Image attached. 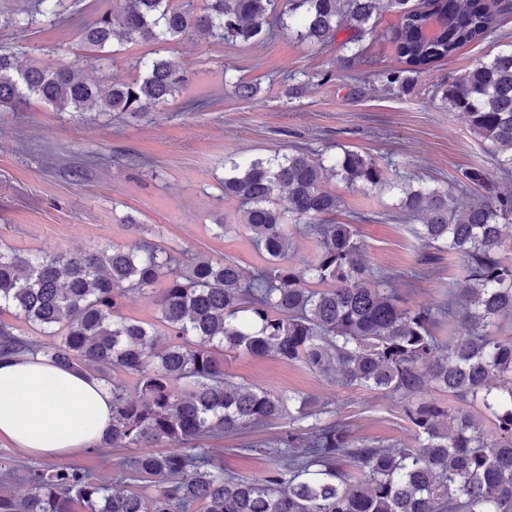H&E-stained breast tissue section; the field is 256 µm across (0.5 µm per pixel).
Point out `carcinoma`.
I'll list each match as a JSON object with an SVG mask.
<instances>
[{
  "instance_id": "carcinoma-1",
  "label": "carcinoma",
  "mask_w": 512,
  "mask_h": 512,
  "mask_svg": "<svg viewBox=\"0 0 512 512\" xmlns=\"http://www.w3.org/2000/svg\"><path fill=\"white\" fill-rule=\"evenodd\" d=\"M124 2L119 13L96 14L81 37L99 50L116 38L154 45L135 61L133 79L103 87L79 76L78 56L53 69H20L0 49V112L33 97L60 112H145L187 86V74L166 53L196 33L248 44L272 25L322 48L346 29L352 34L341 47L354 59L386 10L398 16L389 35L397 65L381 77L385 88L404 89L485 40L498 14L512 10L500 0H204L199 8L195 0ZM58 4L36 0L26 24L56 15ZM442 102L494 149L500 172L512 175V49L466 71ZM395 175L349 148L327 159L299 149L231 163L224 198L237 199L240 223L266 255L248 279L233 260L196 255L180 264L146 240L135 250L94 246L35 257L0 249V358L40 354L89 374L112 393V430L102 445L165 448L129 461L112 487L63 463L28 467V492L1 490L0 512H512V340L492 332L512 313V264L499 256L512 243V192L490 189L460 206L440 187L403 190L400 210L421 221L415 234L422 245L463 256L466 273L448 306L411 309L399 305L393 276L366 263L353 226L326 223L341 207L327 177L382 188ZM290 224L316 237L317 253L301 269L288 264ZM154 290L156 322L121 314L127 296ZM455 309L457 333L442 342L430 327ZM5 314L55 342L16 332ZM227 352L299 361L336 373L347 387L400 394L418 444L392 451L355 441L342 420L320 422L319 402L300 397L296 419H315L308 432L279 441L265 476L227 474L195 441L271 424L283 412V398L224 378ZM109 369L135 379L139 395L131 397ZM494 377L509 387L493 391ZM428 379L490 415L491 434L472 414L453 415L418 397ZM342 456L364 480H348Z\"/></svg>"
}]
</instances>
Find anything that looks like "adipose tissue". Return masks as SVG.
I'll use <instances>...</instances> for the list:
<instances>
[{
	"instance_id": "adipose-tissue-1",
	"label": "adipose tissue",
	"mask_w": 512,
	"mask_h": 512,
	"mask_svg": "<svg viewBox=\"0 0 512 512\" xmlns=\"http://www.w3.org/2000/svg\"><path fill=\"white\" fill-rule=\"evenodd\" d=\"M112 426L98 380L39 356L0 360V439L44 459L90 448Z\"/></svg>"
}]
</instances>
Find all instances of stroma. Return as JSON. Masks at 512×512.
I'll return each mask as SVG.
<instances>
[{
    "mask_svg": "<svg viewBox=\"0 0 512 512\" xmlns=\"http://www.w3.org/2000/svg\"><path fill=\"white\" fill-rule=\"evenodd\" d=\"M33 7L34 0H0V47L13 52L19 66L53 68L80 56L89 78L127 80L135 74L133 62L151 50L144 42L112 43L114 64L103 74L80 31L97 11L119 9L118 0H62L56 20L29 26L25 18ZM396 21L393 12H383L355 62L339 44L317 49L279 31L247 45L183 40L168 58L190 81L150 112H59L35 99L23 111L0 112V247L27 255L147 240L177 257L188 250L234 260L251 276L264 258L239 222L238 203L224 196V161L297 148L324 155L344 146L358 149L380 164L394 163L411 183L449 187L463 203L478 191L469 180L473 173L512 190V178H503L486 144L441 105L448 84L512 44V12L501 15L495 33L420 75L404 92L385 90L378 79L395 62L385 34ZM228 72L256 86L252 100L225 85ZM293 72L308 73L311 81L292 99L286 78ZM327 187L342 199L336 223L354 226L368 264L398 273L404 305L435 310L463 287L462 258L423 247L414 222L397 218L399 190L350 188L337 177ZM140 222L148 233L137 231ZM220 222L227 229L218 237L214 226ZM224 375L278 397H317L325 405L323 421L343 420L354 439L385 448L416 444L400 395L345 387L303 363L244 353L225 355ZM294 412L284 407L271 425L206 436L199 445L225 471L261 477L277 440L307 428ZM157 450L150 442L85 449L64 461L109 482L120 461Z\"/></svg>",
    "mask_w": 512,
    "mask_h": 512,
    "instance_id": "35a3bbf8",
    "label": "stroma"
}]
</instances>
